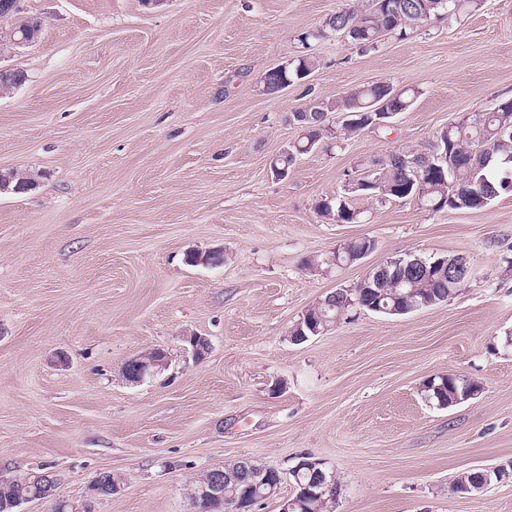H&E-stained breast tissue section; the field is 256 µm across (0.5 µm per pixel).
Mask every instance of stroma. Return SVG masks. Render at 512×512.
Segmentation results:
<instances>
[{
  "instance_id": "obj_1",
  "label": "stroma",
  "mask_w": 512,
  "mask_h": 512,
  "mask_svg": "<svg viewBox=\"0 0 512 512\" xmlns=\"http://www.w3.org/2000/svg\"><path fill=\"white\" fill-rule=\"evenodd\" d=\"M346 0H22L39 40L0 53L25 82L0 94V171L32 187L0 192V470L58 477L82 500L111 472L95 512H195L187 487L243 459L283 472L301 455L333 472V512H512V480L454 493L463 472L512 469V192L480 210L353 196L358 224L316 211L372 157L426 145L460 117L512 97V0L432 23L361 52L338 34L313 45L308 81L333 100L386 82L420 92L388 130L271 158L299 130L303 89L260 80L302 51ZM359 237L360 262H305ZM220 248L219 267L191 265ZM464 256L472 275L447 302L406 315L361 312L292 343L312 305L375 265ZM207 337L195 360L183 334ZM153 348L171 364L128 382ZM452 374L481 384L440 409L421 387Z\"/></svg>"
}]
</instances>
